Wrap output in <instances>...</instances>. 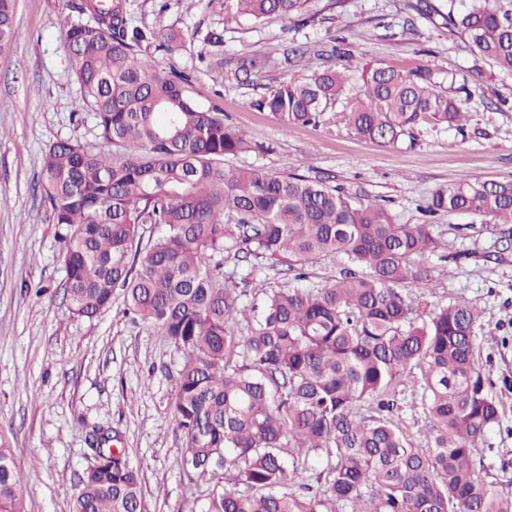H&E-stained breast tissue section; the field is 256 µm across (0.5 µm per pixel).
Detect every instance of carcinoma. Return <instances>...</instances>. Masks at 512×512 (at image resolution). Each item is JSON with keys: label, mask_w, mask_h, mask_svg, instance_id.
Here are the masks:
<instances>
[{"label": "carcinoma", "mask_w": 512, "mask_h": 512, "mask_svg": "<svg viewBox=\"0 0 512 512\" xmlns=\"http://www.w3.org/2000/svg\"><path fill=\"white\" fill-rule=\"evenodd\" d=\"M310 0H225L255 22L288 20ZM64 37L77 111L107 146L70 140L44 151L39 184L65 253L70 311L93 318L124 291L129 309L182 355L172 401L188 488L222 472L198 512H512V493L480 476L479 445L502 414L477 359L481 312L457 300L424 319L404 286L434 275L431 224H398L368 198L299 174L235 168L251 149L224 110L196 99L188 75L158 73L147 49L180 34L132 24L125 0ZM474 55L512 73V0H470L444 15ZM14 44V0H0V56ZM345 66L290 80L251 106L281 124H318L341 104L356 134L396 143L421 122L462 129L470 97H450L428 67H375L344 97ZM426 211L512 224V183L463 177ZM155 234L143 236V226ZM334 254L325 288L300 284L242 301L224 259H264L294 279ZM247 333H242L241 328ZM421 389L430 423L414 443L394 413ZM22 475L0 433V512H23ZM324 485L312 492L311 482ZM139 473L124 450L93 449L72 512H140Z\"/></svg>", "instance_id": "cac0c4a2"}]
</instances>
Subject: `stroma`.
<instances>
[{"label":"stroma","mask_w":512,"mask_h":512,"mask_svg":"<svg viewBox=\"0 0 512 512\" xmlns=\"http://www.w3.org/2000/svg\"><path fill=\"white\" fill-rule=\"evenodd\" d=\"M468 0H312L314 21L256 23L228 14L224 0H127L138 26L182 31L173 52L155 51L156 70L189 74L196 98L216 101L252 144L232 163L269 173L330 180L383 204L401 224H432L440 274L411 285L421 312L464 299L482 312L481 362L503 406L487 435L486 480L512 491V249L490 217L428 216L427 199L460 177L512 182V75L475 60L443 18ZM67 0H15V54L0 59V431L12 443L25 512H71L91 462L95 428L118 432L138 469L147 512H193L195 498L223 487L221 475L188 489L178 468L182 440L171 401L181 356L152 325L133 320L123 292L93 319L64 299L65 257L38 183L52 141L94 139L75 113V80L64 30ZM224 35L214 48L207 32ZM303 51L286 64L290 50ZM351 92L375 66H430L449 94L472 100L463 129L421 126L395 144L359 137L340 109L319 125L282 124L251 108L279 82L342 64ZM254 60L251 72L241 69Z\"/></svg>","instance_id":"obj_1"}]
</instances>
